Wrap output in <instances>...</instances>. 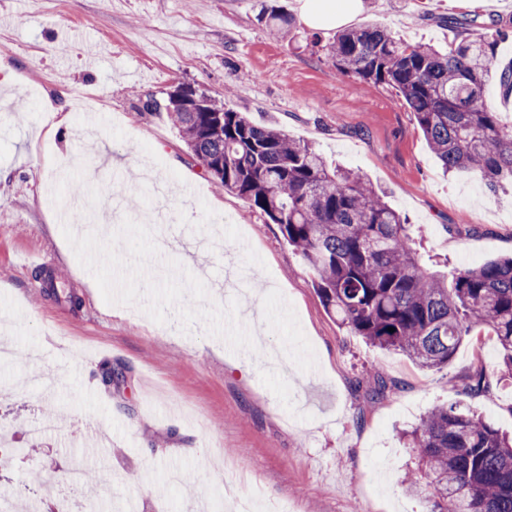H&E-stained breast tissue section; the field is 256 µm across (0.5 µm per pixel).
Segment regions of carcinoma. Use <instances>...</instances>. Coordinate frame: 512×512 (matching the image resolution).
<instances>
[{"label":"carcinoma","mask_w":512,"mask_h":512,"mask_svg":"<svg viewBox=\"0 0 512 512\" xmlns=\"http://www.w3.org/2000/svg\"><path fill=\"white\" fill-rule=\"evenodd\" d=\"M263 18L273 34L288 32L279 10ZM484 27L475 17L454 20L441 52L368 23L336 32L328 52L339 72L396 90L444 172L473 174L495 195L512 186V120L486 108L484 89L495 77L512 91V68L493 71L502 32ZM145 106L164 108L205 173L279 227L348 333L440 370L486 331L500 349L501 377L512 379V256L432 270L420 231L362 173L332 166L309 143L190 85ZM407 442L415 466L403 486L429 512H512V437L490 421L459 403L438 406Z\"/></svg>","instance_id":"1"}]
</instances>
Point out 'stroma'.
Returning a JSON list of instances; mask_svg holds the SVG:
<instances>
[{
  "label": "stroma",
  "mask_w": 512,
  "mask_h": 512,
  "mask_svg": "<svg viewBox=\"0 0 512 512\" xmlns=\"http://www.w3.org/2000/svg\"><path fill=\"white\" fill-rule=\"evenodd\" d=\"M355 22H373L409 43L448 45L449 20L478 16L507 35L496 68L512 65V0H365ZM284 10L273 36L263 7ZM0 337L17 355L0 363V429L54 416L60 432L38 453L0 471L7 487L59 495L72 465L99 469L86 428L112 439V479L86 481L101 512H254L288 501L293 512H427L402 486L414 452L401 436L440 404L460 402L512 434V383L500 380L494 336L469 337L442 370L342 330L277 225L207 178L166 112L188 84L361 170L410 223L422 250L449 267L512 254V191L492 196L467 174L444 176L413 112L391 88L337 72L312 44L297 0H0ZM104 44L94 68L88 49ZM68 122L56 127L46 115ZM81 204L77 233L108 235L154 209L168 258L204 272L208 290L237 268L253 269L238 314L268 319L265 347L290 354L268 368L251 351L226 350L203 324L182 333L140 306L107 304L62 234L59 212ZM46 252L81 303L35 295L25 254ZM127 367L112 390L100 363ZM484 372L489 392L466 396L462 380ZM386 386L372 396L377 383Z\"/></svg>",
  "instance_id": "obj_1"
}]
</instances>
